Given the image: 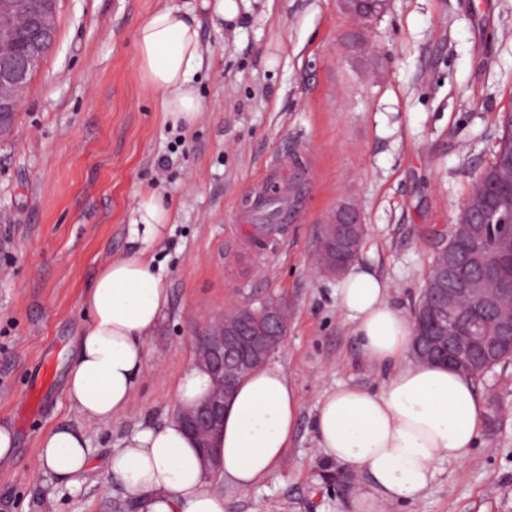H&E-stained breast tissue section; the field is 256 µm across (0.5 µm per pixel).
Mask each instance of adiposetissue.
<instances>
[{
    "mask_svg": "<svg viewBox=\"0 0 512 512\" xmlns=\"http://www.w3.org/2000/svg\"><path fill=\"white\" fill-rule=\"evenodd\" d=\"M233 19L236 0H183L163 5L137 26V65L158 92L164 122L193 128L203 112L195 78L205 61L200 12ZM173 212L154 194L143 195L132 230L157 239ZM387 283L354 265L341 282L338 303L355 324L367 360L386 369L375 390L343 387L326 392L317 408L315 441L329 461L363 477L352 512H385L419 499L444 460L464 461L478 442L485 409L471 378L447 366L412 359V323L388 301ZM82 304L89 325L78 338L67 379L74 424L40 438L37 466L79 485L91 458L83 421L111 425L130 404L147 370L146 342L169 305L161 275L144 252L112 260L99 272ZM208 372L192 364L174 384L178 410L209 392ZM298 394L284 367L267 363L238 385L224 407L214 460L204 462L180 418L142 424L107 461V476L136 502L137 512H225L223 480L252 487L275 471L287 452L298 417Z\"/></svg>",
    "mask_w": 512,
    "mask_h": 512,
    "instance_id": "obj_1",
    "label": "adipose tissue"
}]
</instances>
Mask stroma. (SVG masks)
I'll return each instance as SVG.
<instances>
[{
	"mask_svg": "<svg viewBox=\"0 0 512 512\" xmlns=\"http://www.w3.org/2000/svg\"><path fill=\"white\" fill-rule=\"evenodd\" d=\"M236 2L234 19H201L204 114L188 131L163 123L136 65V28L160 0L58 4L56 45L0 142V419L16 439L0 512H137L105 482L113 450L174 413L198 325L268 297L293 309L272 360L297 389L298 419L272 477L224 485L225 512H347L356 478L315 447L318 401L378 389L386 373L340 312L338 281L315 266L320 226L353 205L366 227L360 263L414 311L512 109V0H392L366 27L338 0ZM355 34L364 52L349 50ZM275 157L308 166V218L268 243L241 219ZM148 193L175 214L146 245L170 306L126 412L86 423L92 470L69 486L37 469L38 442L75 419L65 385L89 321L82 298L105 264L136 250L130 211ZM477 389L490 412L468 459L442 462L421 498L387 512H512V364Z\"/></svg>",
	"mask_w": 512,
	"mask_h": 512,
	"instance_id": "1",
	"label": "stroma"
}]
</instances>
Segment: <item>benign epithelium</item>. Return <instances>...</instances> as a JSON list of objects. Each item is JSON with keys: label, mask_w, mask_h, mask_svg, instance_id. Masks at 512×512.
Returning a JSON list of instances; mask_svg holds the SVG:
<instances>
[{"label": "benign epithelium", "mask_w": 512, "mask_h": 512, "mask_svg": "<svg viewBox=\"0 0 512 512\" xmlns=\"http://www.w3.org/2000/svg\"><path fill=\"white\" fill-rule=\"evenodd\" d=\"M59 0H9L0 8V137L13 128L24 100L30 78L42 65L57 40L56 15ZM379 3L387 10L390 0H340L341 8L365 24L378 14L367 5ZM32 12L31 23L23 36L24 49L13 45L16 31L12 15L16 11ZM326 239L321 247L337 237L345 245L341 256L327 257L321 272L331 277L342 274L351 253L358 252L363 229L356 209L344 206L332 213L322 226ZM512 259V231L500 241L499 251L486 254L474 268L456 260L448 261L441 274L451 285L435 296L427 315L414 321L415 345L425 341L445 343L443 362L460 372L484 375L500 346L512 347V287L493 288L498 263ZM234 319L220 316L201 324L194 342L211 378V389L197 408L183 412L188 430L199 440L206 453L213 452L212 438L218 431L224 406L234 392L237 380L252 366L266 361L288 335L290 307L288 300L277 298L267 309L266 325L254 333L253 314L249 307L231 308Z\"/></svg>", "instance_id": "1"}]
</instances>
